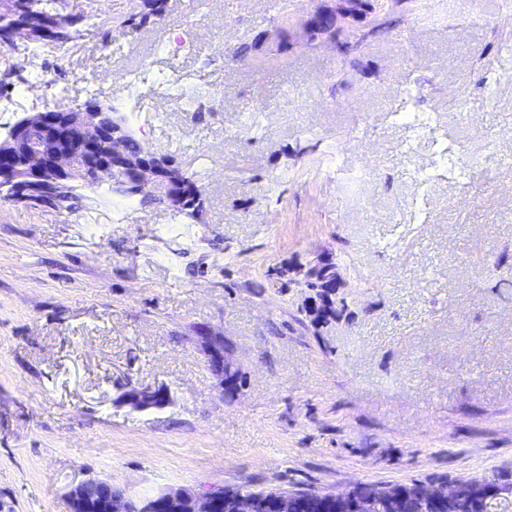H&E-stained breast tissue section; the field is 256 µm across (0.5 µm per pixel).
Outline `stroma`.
<instances>
[{
  "instance_id": "1",
  "label": "stroma",
  "mask_w": 512,
  "mask_h": 512,
  "mask_svg": "<svg viewBox=\"0 0 512 512\" xmlns=\"http://www.w3.org/2000/svg\"><path fill=\"white\" fill-rule=\"evenodd\" d=\"M426 2L381 0L332 44L309 21L339 0L278 15L272 0H205L191 27L175 10L135 32L121 22L142 0H64L107 25L49 46L39 71L199 172L205 213L103 185L71 213L0 201V512H69V486L91 476L137 496L512 479V287L491 270L512 251V166L498 162L512 157V20L500 0ZM183 34L195 50L179 67L216 89L205 112L150 97L130 112L124 72L164 68L157 44ZM13 73L0 134L47 104ZM404 106L436 113L476 162L468 189L432 185L424 223L408 172L432 147L402 154ZM320 255L350 285L323 329L302 289L268 276ZM206 336L223 337L238 390ZM131 387L170 400L136 410Z\"/></svg>"
}]
</instances>
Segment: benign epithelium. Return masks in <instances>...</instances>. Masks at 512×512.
<instances>
[{
  "label": "benign epithelium",
  "mask_w": 512,
  "mask_h": 512,
  "mask_svg": "<svg viewBox=\"0 0 512 512\" xmlns=\"http://www.w3.org/2000/svg\"><path fill=\"white\" fill-rule=\"evenodd\" d=\"M78 15L57 13L51 18L50 30L44 40L53 44L52 33L72 29ZM32 37L29 26L18 21L0 31V46L10 48L18 39ZM108 183L117 191L129 193L150 202L160 200L173 210L184 208L181 188L186 186L187 172L177 162L151 148L136 147L125 119L106 109L98 101L59 109L45 107L28 112L15 122L7 137L0 139V188L8 189L6 201L22 203L28 194L40 191L41 205L48 208L53 192L70 188L87 179ZM330 259L318 258L293 269L288 287L306 288L310 293L302 308L320 319L328 313V301L316 296L311 286L324 285L335 303L347 302L344 292L346 278L341 269L330 276ZM204 343L210 356L230 370L225 362L224 340L206 336ZM127 402L143 408L165 401L161 388H132L126 392ZM111 481L87 478L73 484L67 492L70 512H126L122 494L113 496ZM379 494L395 505L408 499H419L431 512H474L502 505H512V482L475 479L453 487L446 484L413 482L407 485L384 486ZM187 500L191 512H366V501L358 494V486L334 494L319 490L273 488L256 493L238 489L231 493L217 489L194 493L188 489H164L138 501L137 512H169L171 506Z\"/></svg>",
  "instance_id": "obj_1"
}]
</instances>
